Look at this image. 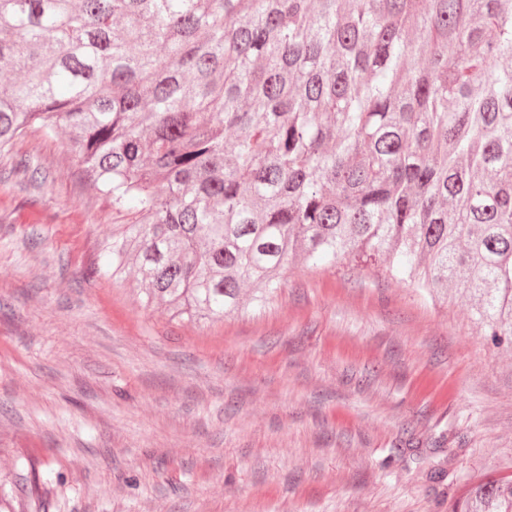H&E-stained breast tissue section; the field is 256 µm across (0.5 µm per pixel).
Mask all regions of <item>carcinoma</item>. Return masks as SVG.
<instances>
[{
	"mask_svg": "<svg viewBox=\"0 0 512 512\" xmlns=\"http://www.w3.org/2000/svg\"><path fill=\"white\" fill-rule=\"evenodd\" d=\"M33 126L134 214L97 273L173 317L365 256L512 342V0H0V153Z\"/></svg>",
	"mask_w": 512,
	"mask_h": 512,
	"instance_id": "1",
	"label": "carcinoma"
}]
</instances>
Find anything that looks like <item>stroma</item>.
<instances>
[{"instance_id":"stroma-1","label":"stroma","mask_w":512,"mask_h":512,"mask_svg":"<svg viewBox=\"0 0 512 512\" xmlns=\"http://www.w3.org/2000/svg\"><path fill=\"white\" fill-rule=\"evenodd\" d=\"M131 218L65 134L0 154V472L24 512H454L512 476V345L468 299L344 261L174 318L93 272Z\"/></svg>"}]
</instances>
